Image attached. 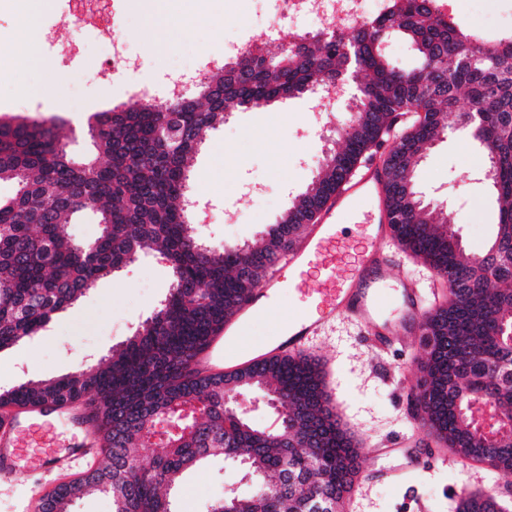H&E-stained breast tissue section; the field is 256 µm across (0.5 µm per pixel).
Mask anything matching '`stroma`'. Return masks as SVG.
<instances>
[{
    "label": "stroma",
    "mask_w": 512,
    "mask_h": 512,
    "mask_svg": "<svg viewBox=\"0 0 512 512\" xmlns=\"http://www.w3.org/2000/svg\"><path fill=\"white\" fill-rule=\"evenodd\" d=\"M245 0L235 12L221 0H169L172 33L156 42L145 27L144 11L127 0H104L102 13L117 24L128 50L140 57V79L156 80L171 68L195 64L224 52L228 41L246 43V23L257 10ZM37 26L54 38L41 53L47 65L24 62L0 73V116L55 120L74 158L91 149L88 119L97 112L125 109L133 97L127 84L103 85L94 74L110 53L96 28L79 21L73 0H53ZM315 97L283 100L260 108H233L223 127L210 133L191 162L190 191L206 203L195 218L210 244L259 242L265 228L303 191L332 147L311 122ZM484 166L477 145L459 133L444 132L416 167L417 189L425 199L448 202L464 249L482 254L498 222L495 196L487 183L474 182ZM388 284L409 278L422 305L442 296L444 285L420 263L390 251ZM168 263L154 252L141 254L100 280L74 307L59 313L36 335L0 351V390L54 379L111 354L134 335L140 323L169 292ZM332 371L331 399L357 442L370 448L363 488L349 512H454L461 490L501 492L512 512V475L460 459L417 418L411 389L419 377L424 347L402 335L389 348L375 347L365 328L341 320L324 327L310 344ZM55 475L34 473L30 461L20 474L0 481V512H34L33 482L52 485ZM248 491L236 470L221 462L190 472L180 496L181 512H204L230 488Z\"/></svg>",
    "instance_id": "stroma-1"
}]
</instances>
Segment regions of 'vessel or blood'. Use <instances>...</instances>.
I'll return each mask as SVG.
<instances>
[{"label": "vessel or blood", "instance_id": "obj_1", "mask_svg": "<svg viewBox=\"0 0 512 512\" xmlns=\"http://www.w3.org/2000/svg\"><path fill=\"white\" fill-rule=\"evenodd\" d=\"M392 244L383 173L373 164L363 163L345 180L319 220L308 225L303 239L278 260L257 292L266 301V312L272 313L285 294L300 292L310 278L320 279L324 286L325 309L314 315L308 307L296 306L288 316V337L275 348V355L302 352L322 321L345 314L357 316L376 342L387 343L397 327L378 324L377 319L388 297L383 285V250ZM254 307L251 300L241 305L223 329L195 353L191 369L206 376L230 374L246 366V357L234 359L225 351L229 343L239 342L243 336ZM18 424V419L8 416L0 419L2 472L19 468Z\"/></svg>", "mask_w": 512, "mask_h": 512}]
</instances>
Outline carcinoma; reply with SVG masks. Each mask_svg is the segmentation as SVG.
<instances>
[{
  "instance_id": "carcinoma-1",
  "label": "carcinoma",
  "mask_w": 512,
  "mask_h": 512,
  "mask_svg": "<svg viewBox=\"0 0 512 512\" xmlns=\"http://www.w3.org/2000/svg\"><path fill=\"white\" fill-rule=\"evenodd\" d=\"M405 39L410 69L391 64L382 44ZM251 63H224L183 96L169 122L145 98L123 112L89 119L91 155L75 160L53 121L0 119V182L15 186L0 199V351L35 335L98 281L152 250L169 263L171 288L125 345L87 370L0 392V408H56L86 399L106 464L74 479L83 499L112 497L113 512H178L175 492L185 475L215 459L243 460L253 475L247 494L232 488L207 505L211 512H342L348 461L362 450L347 441L317 368L304 357L254 362L232 375L200 377L189 369L195 350L224 327L264 282L281 255L314 219L354 166L371 159L391 135L389 156L425 148L458 113L457 129L471 132L496 170L499 220L487 258L466 253L436 206L421 204L395 225L403 249L446 284L462 275L468 292L448 288L445 303L425 315L424 327L448 320V334L427 352L413 392L423 420L453 452L512 475V436L500 456L479 447L475 413L491 402L512 421V386L497 368L512 364V35L484 39L456 16L445 18L431 0H390L389 10L347 36L302 37L289 58L249 49ZM359 85L357 111L338 137L340 167L324 163L291 204L296 216L271 224L255 245H210L191 224L189 162L207 134L224 125L230 107L257 108L314 93L315 85ZM466 100L470 108L459 103ZM92 213L101 225L90 244L69 225ZM247 390L277 401L287 420L256 428L228 411L224 397ZM196 401L204 413L194 427L146 454L149 426L176 404ZM59 486L41 512H71ZM456 512H502L491 493H465Z\"/></svg>"
}]
</instances>
